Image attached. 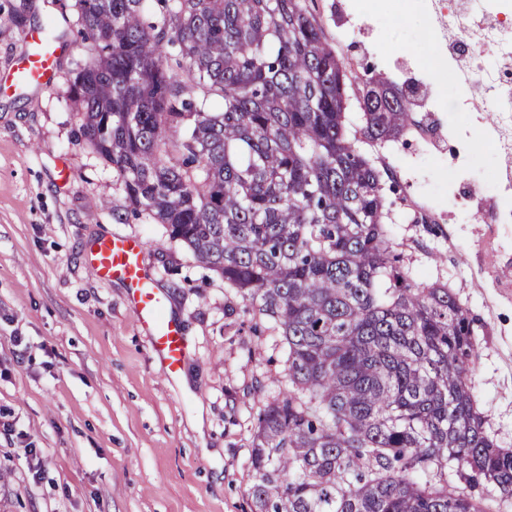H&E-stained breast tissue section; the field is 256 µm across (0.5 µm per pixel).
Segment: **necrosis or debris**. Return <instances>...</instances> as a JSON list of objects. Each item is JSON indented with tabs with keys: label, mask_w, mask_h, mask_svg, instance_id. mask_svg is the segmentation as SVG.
<instances>
[{
	"label": "necrosis or debris",
	"mask_w": 512,
	"mask_h": 512,
	"mask_svg": "<svg viewBox=\"0 0 512 512\" xmlns=\"http://www.w3.org/2000/svg\"><path fill=\"white\" fill-rule=\"evenodd\" d=\"M483 15L473 26L472 14ZM440 24L452 34L449 61L455 78L478 75L487 96L483 106L494 117L500 135L499 148L510 149L512 134V71L499 58L512 56V0H444Z\"/></svg>",
	"instance_id": "1"
}]
</instances>
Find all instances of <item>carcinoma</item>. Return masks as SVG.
I'll use <instances>...</instances> for the list:
<instances>
[{
  "label": "carcinoma",
  "instance_id": "1",
  "mask_svg": "<svg viewBox=\"0 0 512 512\" xmlns=\"http://www.w3.org/2000/svg\"><path fill=\"white\" fill-rule=\"evenodd\" d=\"M162 2L159 23L150 0H75L88 61L71 94L130 211L282 337L288 384L257 415L251 512H490L477 487L512 500V448L472 392L468 310L401 263L358 147L412 122L403 89L348 72L303 0Z\"/></svg>",
  "mask_w": 512,
  "mask_h": 512
}]
</instances>
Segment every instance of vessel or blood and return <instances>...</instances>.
<instances>
[{
  "label": "vessel or blood",
  "instance_id": "obj_1",
  "mask_svg": "<svg viewBox=\"0 0 512 512\" xmlns=\"http://www.w3.org/2000/svg\"><path fill=\"white\" fill-rule=\"evenodd\" d=\"M27 50L6 82L11 88L47 87L53 84L57 61L64 44L48 38L43 30L24 34ZM142 241L119 234L99 238L91 252L89 269L100 279L121 282L135 311L137 321L150 346L163 364L169 379L181 374L187 349L180 322L167 315V295L157 288L143 263Z\"/></svg>",
  "mask_w": 512,
  "mask_h": 512
}]
</instances>
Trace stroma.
Wrapping results in <instances>:
<instances>
[{
  "mask_svg": "<svg viewBox=\"0 0 512 512\" xmlns=\"http://www.w3.org/2000/svg\"><path fill=\"white\" fill-rule=\"evenodd\" d=\"M0 0V75L43 29L67 49L51 88L0 91V512H250L257 414L286 384L272 322L246 309L163 225L127 217L121 178L81 137L68 79L87 57L73 0ZM306 0L356 75L373 68L426 104L398 139L364 146L382 174L385 219L416 281L448 283L477 340L471 386L497 443L512 448V223L490 224L504 159L480 81L438 77L448 48L432 0ZM70 165L58 182L59 161ZM146 243L144 263L184 329L187 386L169 380L118 282L95 278V241Z\"/></svg>",
  "mask_w": 512,
  "mask_h": 512,
  "instance_id": "obj_1",
  "label": "stroma"
}]
</instances>
